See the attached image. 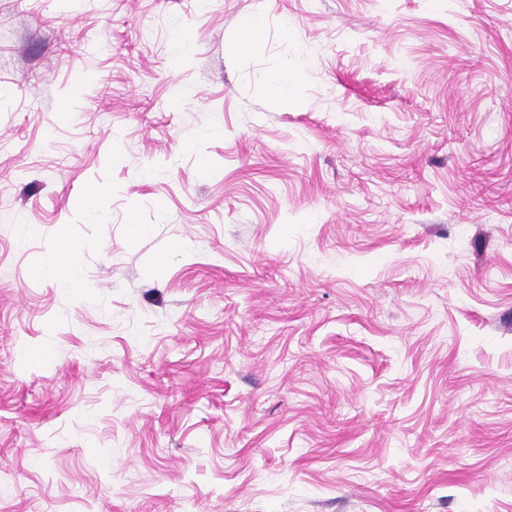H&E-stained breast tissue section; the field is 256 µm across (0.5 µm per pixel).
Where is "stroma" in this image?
<instances>
[{
  "label": "stroma",
  "instance_id": "stroma-1",
  "mask_svg": "<svg viewBox=\"0 0 512 512\" xmlns=\"http://www.w3.org/2000/svg\"><path fill=\"white\" fill-rule=\"evenodd\" d=\"M0 512H512V0H0ZM263 33V22L260 19H255L250 26L239 34L238 38L232 43L231 49L238 53L248 51L262 40ZM303 69L300 63H292L289 70H287L277 79L271 86V92L274 96L286 98L291 87L298 84ZM80 273V259L77 250L66 243L51 253L43 266L35 269L37 277L51 276L66 288Z\"/></svg>",
  "mask_w": 512,
  "mask_h": 512
}]
</instances>
